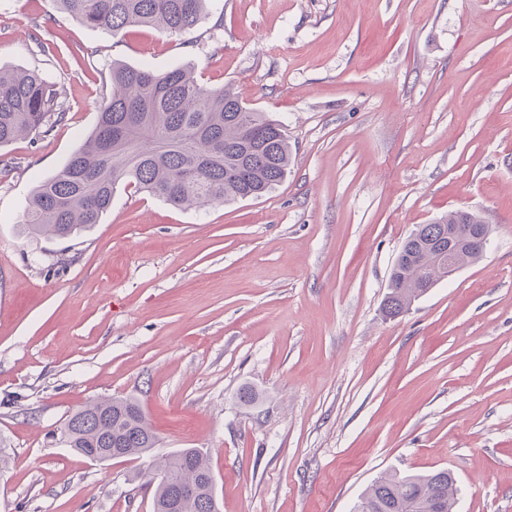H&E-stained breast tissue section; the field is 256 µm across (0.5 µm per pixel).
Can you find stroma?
<instances>
[{
  "instance_id": "obj_1",
  "label": "stroma",
  "mask_w": 512,
  "mask_h": 512,
  "mask_svg": "<svg viewBox=\"0 0 512 512\" xmlns=\"http://www.w3.org/2000/svg\"><path fill=\"white\" fill-rule=\"evenodd\" d=\"M208 12L115 38L0 0V67L63 84L69 107L49 137L0 148V512H153L149 458L95 464L60 440L73 411L119 396L156 454H209L221 512H352L382 475L441 469L457 512H512V0ZM116 60L192 67L279 120L286 179L192 209L121 187L81 236L21 235ZM457 209L491 225L482 259L386 317L402 241Z\"/></svg>"
}]
</instances>
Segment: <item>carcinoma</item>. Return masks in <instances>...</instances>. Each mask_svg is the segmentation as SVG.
Listing matches in <instances>:
<instances>
[{"label": "carcinoma", "instance_id": "1", "mask_svg": "<svg viewBox=\"0 0 512 512\" xmlns=\"http://www.w3.org/2000/svg\"><path fill=\"white\" fill-rule=\"evenodd\" d=\"M83 25L116 38L130 26L170 35L194 29L206 0H51ZM111 92L88 137L54 175L38 183L21 220L23 232L67 240L100 223L121 185L191 209L257 198L288 174L290 153L283 126L224 87H205L193 71L156 72L112 63ZM67 117L63 88L28 70L0 68V148L30 135L45 138ZM492 228L473 211L451 210L420 225L402 243L389 274L384 313L395 318L447 279L448 229L465 236ZM61 441L85 458L138 459L157 444L140 402L99 398L66 419ZM151 469L153 512H211L217 498L210 458L198 448L157 456ZM194 493L172 508L176 486ZM457 488L448 470L427 475L381 476L353 512H455Z\"/></svg>", "mask_w": 512, "mask_h": 512}]
</instances>
